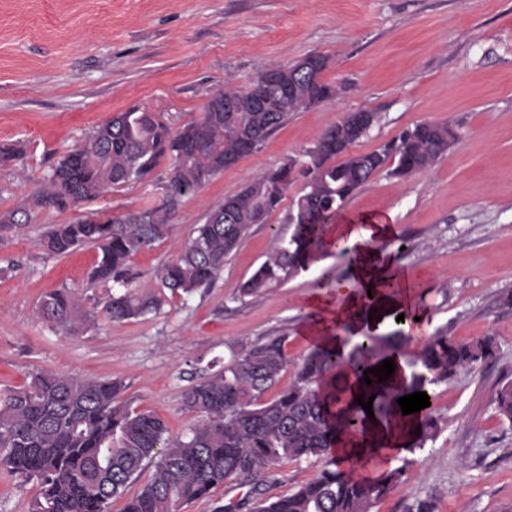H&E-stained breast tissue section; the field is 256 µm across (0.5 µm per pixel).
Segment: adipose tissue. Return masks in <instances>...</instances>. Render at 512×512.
Masks as SVG:
<instances>
[{"label":"adipose tissue","instance_id":"obj_1","mask_svg":"<svg viewBox=\"0 0 512 512\" xmlns=\"http://www.w3.org/2000/svg\"><path fill=\"white\" fill-rule=\"evenodd\" d=\"M392 227L384 217L365 216L346 224H332L324 232L327 246L346 241L358 250L353 279L336 286L335 298L313 295L308 300L317 318L307 333L316 344L340 343L339 329L350 325L353 339L381 331L395 313L411 307L408 279L399 272L393 256L373 249L374 240L389 237ZM417 428L415 416L403 427L381 420H364L362 432L336 437L335 456L343 469L352 464L370 466L373 460H387L407 454Z\"/></svg>","mask_w":512,"mask_h":512}]
</instances>
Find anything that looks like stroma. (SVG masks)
I'll list each match as a JSON object with an SVG mask.
<instances>
[{
	"label": "stroma",
	"mask_w": 512,
	"mask_h": 512,
	"mask_svg": "<svg viewBox=\"0 0 512 512\" xmlns=\"http://www.w3.org/2000/svg\"><path fill=\"white\" fill-rule=\"evenodd\" d=\"M310 52L332 59V101L294 113L261 150L183 199L171 236L131 259L137 286L155 290L162 263L224 196L311 148L346 113L379 120L353 152L365 153L424 122L451 123L454 144L407 178L380 170L336 215L337 223L388 214L394 232L375 241L411 274L425 331L456 341L492 337L497 356L433 387L440 415L433 439L414 449L406 475L371 512H407L421 500L435 512H512V423L494 398L512 382V0H0V211L27 204L51 167L113 114L139 106L177 128L197 119L225 76L249 83L263 65ZM165 167L92 202L33 220L0 242V391L33 371L118 379L132 407L150 410L178 437L200 421L183 392L233 353L287 334L292 365L314 347L308 297L323 272L345 282L348 257L325 251L282 287L241 297V285L274 238H288V196L231 254L210 288L175 296L139 319H98L77 336L37 319L44 293L75 290L84 308L104 296L89 273L95 246L54 257L39 245L48 225L99 210L117 216L158 204ZM285 370L275 391L288 388ZM318 457L283 458L263 485L237 478L182 512H256L295 492L321 470Z\"/></svg>",
	"instance_id": "35a3bbf8"
}]
</instances>
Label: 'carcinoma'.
Returning a JSON list of instances; mask_svg holds the SVG:
<instances>
[{
  "label": "carcinoma",
  "instance_id": "carcinoma-1",
  "mask_svg": "<svg viewBox=\"0 0 512 512\" xmlns=\"http://www.w3.org/2000/svg\"><path fill=\"white\" fill-rule=\"evenodd\" d=\"M329 56L318 55L314 71L288 79L284 66L262 67L246 88L225 81L203 107L202 116L172 129L154 112L133 107L99 125L72 147L32 194L33 207L0 213V233H14L31 221L32 208L64 210L79 201L102 197L112 187L150 178L167 163L161 201L111 219H83L52 226L42 246L65 255L95 244L99 257L91 281L115 290L102 306L109 321L144 317L161 308L165 294L143 293L132 286L131 257L167 239L187 185L197 191L318 101L336 98V85L323 78ZM355 129L333 124L303 153L292 156L209 209L178 255L158 272L171 294L192 295L208 288L224 270V259L249 236L259 216L279 206L297 167L309 180L294 197L287 215L289 239L275 238L271 251L243 284L244 296H259L298 275L323 245L326 225L339 207L376 172L407 177L432 165L456 139L448 123L426 122L366 153L350 146L377 122ZM37 318L77 336L95 322L98 311L82 309L76 293L57 289L39 300ZM286 336H270L232 355L224 368L187 388L182 404L204 419L184 437L172 439L165 421L123 400L125 386L69 374L37 371L20 389L0 392V469L39 485L29 512H110L112 500L125 495L146 465L152 480L127 499L123 512H182L227 480L268 478L283 457H319L320 472L285 497L269 498L258 512H370L404 474L398 467L378 478L355 470L347 476L335 460L336 434L361 426L349 406L345 373L364 371L400 353L408 337L399 332L369 335L342 352L317 346L296 366L288 388L272 399L266 392L288 367ZM495 357L490 337L459 342L430 335L406 361L409 381L379 387L374 410L383 420H404L397 399L447 381L461 368H476ZM502 418L512 423V382L495 397ZM418 444L434 435L436 410L418 412Z\"/></svg>",
  "mask_w": 512,
  "mask_h": 512
}]
</instances>
